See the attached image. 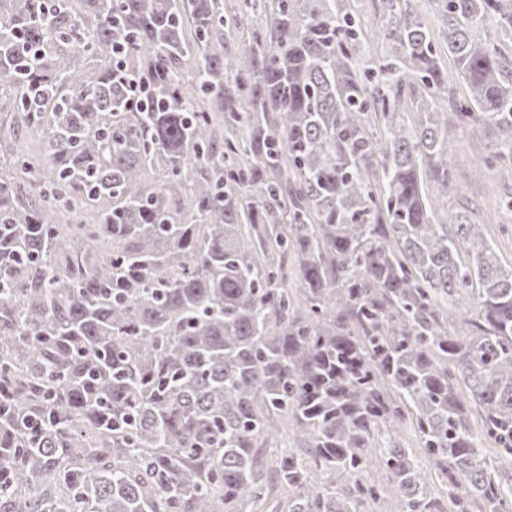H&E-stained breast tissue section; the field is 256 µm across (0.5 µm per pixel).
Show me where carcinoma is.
Here are the masks:
<instances>
[{"mask_svg":"<svg viewBox=\"0 0 512 512\" xmlns=\"http://www.w3.org/2000/svg\"><path fill=\"white\" fill-rule=\"evenodd\" d=\"M381 2L0 0V512H363L372 450L512 512V266L437 204L448 127L512 166V0H431L453 79ZM397 438L401 444H403L404 448H411L415 453L418 463L422 469V473L429 481V483L435 488L436 492L440 497L444 495L443 482L438 478L437 473L433 469V467L426 461L423 450L421 448V444L418 438L415 436L413 431L407 426L402 427L396 432Z\"/></svg>","mask_w":512,"mask_h":512,"instance_id":"carcinoma-1","label":"carcinoma"}]
</instances>
